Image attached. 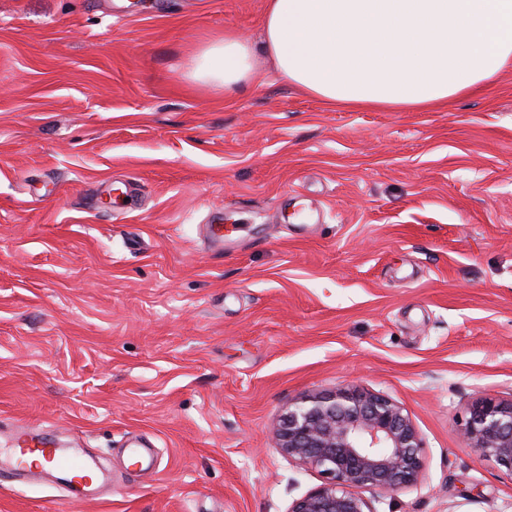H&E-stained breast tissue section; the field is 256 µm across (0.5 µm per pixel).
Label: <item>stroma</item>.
<instances>
[{"label":"stroma","mask_w":512,"mask_h":512,"mask_svg":"<svg viewBox=\"0 0 512 512\" xmlns=\"http://www.w3.org/2000/svg\"><path fill=\"white\" fill-rule=\"evenodd\" d=\"M264 7L0 0V448L28 424L109 477L4 479L0 512H289L324 478L272 426L346 385L422 441L375 512H512L461 436L512 401V68L424 110L327 106L260 53L261 81H191ZM208 224L238 225L223 252Z\"/></svg>","instance_id":"stroma-1"}]
</instances>
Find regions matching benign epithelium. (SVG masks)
Instances as JSON below:
<instances>
[{
    "label": "benign epithelium",
    "instance_id": "obj_1",
    "mask_svg": "<svg viewBox=\"0 0 512 512\" xmlns=\"http://www.w3.org/2000/svg\"><path fill=\"white\" fill-rule=\"evenodd\" d=\"M464 443L512 476V402L483 399L461 428ZM276 447L325 482L289 512H373L365 488L395 492L416 483L421 440L402 408L357 387L307 395L273 427Z\"/></svg>",
    "mask_w": 512,
    "mask_h": 512
}]
</instances>
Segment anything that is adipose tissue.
Listing matches in <instances>:
<instances>
[{
    "instance_id": "obj_1",
    "label": "adipose tissue",
    "mask_w": 512,
    "mask_h": 512,
    "mask_svg": "<svg viewBox=\"0 0 512 512\" xmlns=\"http://www.w3.org/2000/svg\"><path fill=\"white\" fill-rule=\"evenodd\" d=\"M260 46L235 29L210 41L194 80H256L255 52L331 105L424 108L512 67V0H265Z\"/></svg>"
}]
</instances>
